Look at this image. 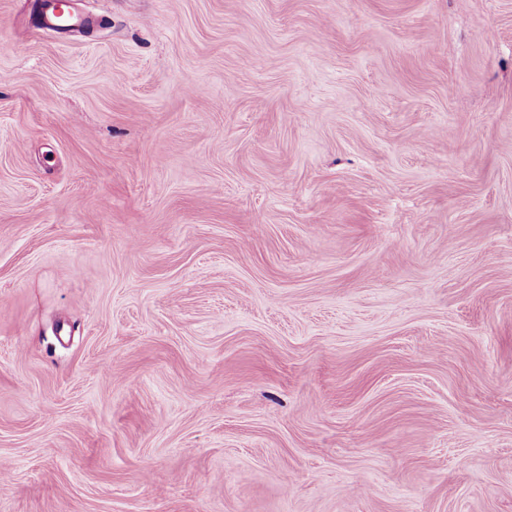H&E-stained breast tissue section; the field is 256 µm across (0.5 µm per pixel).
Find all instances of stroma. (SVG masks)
<instances>
[{"mask_svg": "<svg viewBox=\"0 0 512 512\" xmlns=\"http://www.w3.org/2000/svg\"><path fill=\"white\" fill-rule=\"evenodd\" d=\"M0 0V512H512V0ZM82 0H40L38 25L41 30L68 32L93 26L92 17L81 7Z\"/></svg>", "mask_w": 512, "mask_h": 512, "instance_id": "35a3bbf8", "label": "stroma"}]
</instances>
